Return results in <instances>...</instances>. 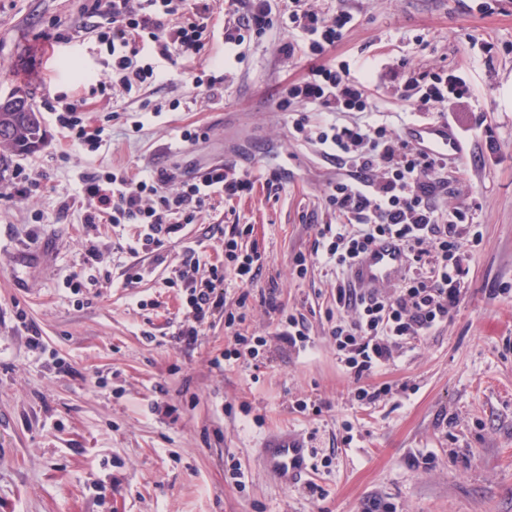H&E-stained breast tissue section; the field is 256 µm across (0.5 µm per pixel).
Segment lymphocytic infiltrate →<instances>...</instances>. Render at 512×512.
I'll return each instance as SVG.
<instances>
[{"mask_svg": "<svg viewBox=\"0 0 512 512\" xmlns=\"http://www.w3.org/2000/svg\"><path fill=\"white\" fill-rule=\"evenodd\" d=\"M238 1L224 0L226 19L220 22L209 0H84L82 13L90 27L99 30L112 58V69L99 79L96 92H129L156 83L160 73L154 62L160 59L187 70L195 88L214 96L224 78L212 74L203 61L216 34H223L225 44L238 47L274 26L289 27L306 40L307 55L319 59L335 48L351 21L345 11L328 18L303 8L299 0L284 12L276 11L271 0H242V9ZM398 78L402 99L418 112L443 106L451 97L463 99L469 92L462 77L444 73L422 75L405 68ZM371 84V78L351 76L348 65H319L285 86L279 108L287 110L296 100L329 112H363L369 106ZM85 106L82 97L64 103L56 120L74 144L96 151L106 145L107 135L104 126L84 123ZM317 140L344 171L329 182L326 192L339 221L319 229L310 254L295 255L297 272L305 273L312 257L338 271L351 270L356 258L385 236L401 241L409 257L395 296L362 294L346 281L336 285V308L351 315L332 328L336 351L358 384L359 400L371 404L392 388L384 384L369 389L363 387V379L393 361L404 340L423 337L447 320L462 301L465 271L458 255L463 247L478 246L481 234L472 206L458 207L443 218L433 203L448 170L447 160L420 153L387 125L332 123L318 132ZM378 168L387 171L379 181L373 177ZM174 180V174L165 170L140 177L125 171L86 176L82 196L88 207L83 222L91 227L142 225L144 232L134 247L152 252L182 225L194 223L207 205L243 197L255 186L250 173L223 163L193 173L175 193L169 190ZM252 232V225H233L224 243L223 266H211L208 276L200 279L192 274L200 263L196 251L186 248L183 268L170 281L171 287L184 290L192 313L191 323L177 334L181 343L195 344L215 315H223L230 327L245 321L249 287L264 261L260 251L244 256L237 252L239 239ZM228 273L241 290L236 314L224 309Z\"/></svg>", "mask_w": 512, "mask_h": 512, "instance_id": "1", "label": "lymphocytic infiltrate"}]
</instances>
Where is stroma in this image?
Wrapping results in <instances>:
<instances>
[{
	"label": "stroma",
	"instance_id": "stroma-1",
	"mask_svg": "<svg viewBox=\"0 0 512 512\" xmlns=\"http://www.w3.org/2000/svg\"><path fill=\"white\" fill-rule=\"evenodd\" d=\"M81 4L0 0V93L28 87L42 104L95 86L111 58L84 28ZM306 6L353 16L323 64L347 63L357 77L405 62L466 81L455 120L467 158L449 166L436 193L445 214L474 205L483 235L464 254L460 305L369 377L390 384L391 395L373 405L356 399L330 334L339 317L336 271L316 264L300 275L292 264L331 218L325 189L339 169L316 140L328 113L312 104L277 108L283 87L311 66L302 53H281L293 39L287 30L252 38L243 61L227 60L220 97L203 99L168 68L141 90L89 98L86 122L108 132L95 152L64 138L43 109L44 147L14 157L0 177V512H365L374 500L396 512H512V0ZM52 20L71 42L42 37ZM148 102L162 112L147 113ZM301 115L308 133L296 137ZM338 119L400 132L443 116L411 112L387 81L370 109ZM185 127L199 139L181 141ZM224 161L255 176L252 194L205 211L159 253L130 254L138 225L89 230L82 222L77 199L87 174L184 175ZM18 167L31 188L25 197L13 191ZM234 224L253 225L241 245L265 257L246 320L233 331L216 315L193 346L178 343L190 315L183 290L165 280L188 246L201 262L223 264L224 233ZM88 237L99 252L89 275ZM132 266L144 270L136 284L126 281ZM77 280L84 289L74 288ZM272 285L286 313L307 326V349L279 338L277 315L259 301ZM34 331L41 346L29 342ZM239 333L264 339L257 358L225 360ZM279 430L314 450L311 474L289 487L258 461L261 439Z\"/></svg>",
	"mask_w": 512,
	"mask_h": 512
}]
</instances>
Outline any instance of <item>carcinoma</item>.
<instances>
[{"label": "carcinoma", "instance_id": "1", "mask_svg": "<svg viewBox=\"0 0 512 512\" xmlns=\"http://www.w3.org/2000/svg\"><path fill=\"white\" fill-rule=\"evenodd\" d=\"M14 92L19 107L0 109V175L9 168L12 157L36 152L46 137L33 91L16 88Z\"/></svg>", "mask_w": 512, "mask_h": 512}]
</instances>
